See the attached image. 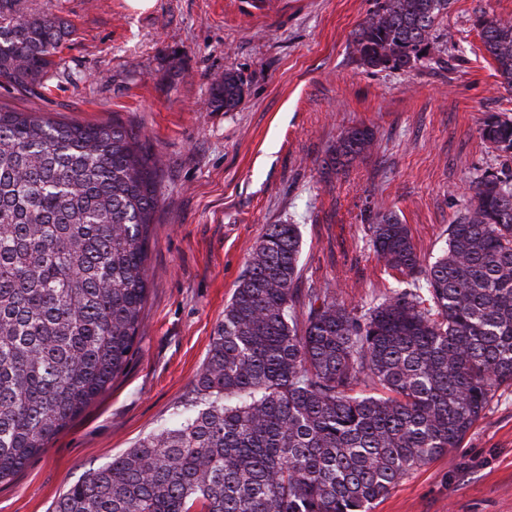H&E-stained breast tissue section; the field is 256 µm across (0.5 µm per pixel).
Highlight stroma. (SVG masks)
Returning a JSON list of instances; mask_svg holds the SVG:
<instances>
[{
  "label": "stroma",
  "mask_w": 512,
  "mask_h": 512,
  "mask_svg": "<svg viewBox=\"0 0 512 512\" xmlns=\"http://www.w3.org/2000/svg\"><path fill=\"white\" fill-rule=\"evenodd\" d=\"M74 28L62 64L72 79L42 99L0 87V106L67 121L136 127L162 160L150 230L144 325L109 389L25 467L0 482V512H51L72 482L172 422L249 253L271 224L297 225L300 290L330 287L369 305L401 275L367 243L376 211L396 212L433 261L463 214L469 180L512 173L482 141L490 115L512 118L475 25L512 20V0H451L437 48L411 69L371 70L353 54L376 0H20ZM237 75L233 111L207 103ZM372 129L361 159L338 169L329 149ZM372 512H512V386L500 387L458 447L406 476Z\"/></svg>",
  "instance_id": "stroma-1"
}]
</instances>
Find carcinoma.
Returning <instances> with one entry per match:
<instances>
[{
	"instance_id": "1",
	"label": "carcinoma",
	"mask_w": 512,
	"mask_h": 512,
	"mask_svg": "<svg viewBox=\"0 0 512 512\" xmlns=\"http://www.w3.org/2000/svg\"><path fill=\"white\" fill-rule=\"evenodd\" d=\"M450 0H377L355 33L370 69L432 49ZM480 38L512 88V21ZM72 25L0 0V86L42 97L64 77ZM231 72L209 106L230 111ZM512 152V119L480 128ZM346 131L332 162L370 150ZM160 157L134 127L0 108V481L104 393L143 324ZM446 248L426 263L407 225L378 212L368 246L403 279L358 310L328 288L296 304L301 238L270 224L253 247L194 383L170 424L70 485L52 512H370L405 476L457 447L512 385V174L475 177ZM363 389L356 390L357 386Z\"/></svg>"
}]
</instances>
